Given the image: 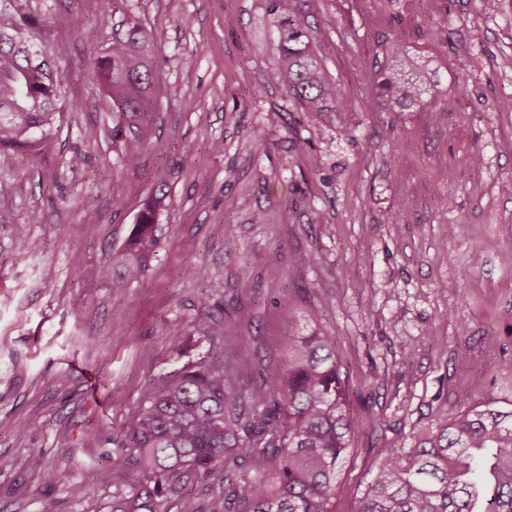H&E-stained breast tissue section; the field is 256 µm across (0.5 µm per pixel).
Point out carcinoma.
<instances>
[{
    "mask_svg": "<svg viewBox=\"0 0 512 512\" xmlns=\"http://www.w3.org/2000/svg\"><path fill=\"white\" fill-rule=\"evenodd\" d=\"M288 32L271 74L301 107L313 111L340 90L324 77L306 37L295 0H274ZM102 14L80 24L92 42L107 26ZM44 20L19 15L0 21V151L25 164L44 154L60 126L63 73L33 42ZM125 129L154 124L158 96L154 43L131 31L112 40L89 68ZM421 74L393 72L383 83L396 100L419 101ZM166 194L145 203L134 235L100 269L112 287L145 276L160 239L155 216ZM208 349L197 360L161 377L137 414L118 429L112 467L97 483L111 484L107 512H169L180 479L224 473V496L210 512H336V479L356 430L349 392L335 352L323 336L288 337V373L263 375L254 366L232 367L222 332L207 321L198 328ZM255 383L243 387L246 380ZM358 512H512V408L495 402L461 414L421 439L404 455L384 458Z\"/></svg>",
    "mask_w": 512,
    "mask_h": 512,
    "instance_id": "carcinoma-1",
    "label": "carcinoma"
}]
</instances>
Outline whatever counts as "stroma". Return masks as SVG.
Instances as JSON below:
<instances>
[{
    "label": "stroma",
    "instance_id": "1",
    "mask_svg": "<svg viewBox=\"0 0 512 512\" xmlns=\"http://www.w3.org/2000/svg\"><path fill=\"white\" fill-rule=\"evenodd\" d=\"M296 5L342 93L322 112L270 76L286 27L271 0H12L9 16L44 18L38 45L78 106L28 167L0 152V512H102L96 467L151 385L203 350L200 320L219 323L231 362L250 337L267 373L287 369L289 336L327 337L359 423L336 512H357L380 460L425 431L512 401V0ZM103 12L109 29L86 42L77 21ZM133 28L154 40L161 93L151 131L115 141L87 72ZM395 39L429 72L421 103L381 91ZM160 188L161 247L142 281L112 287L99 268ZM35 456L68 483L43 484ZM181 484L171 512H209L223 490Z\"/></svg>",
    "mask_w": 512,
    "mask_h": 512
}]
</instances>
